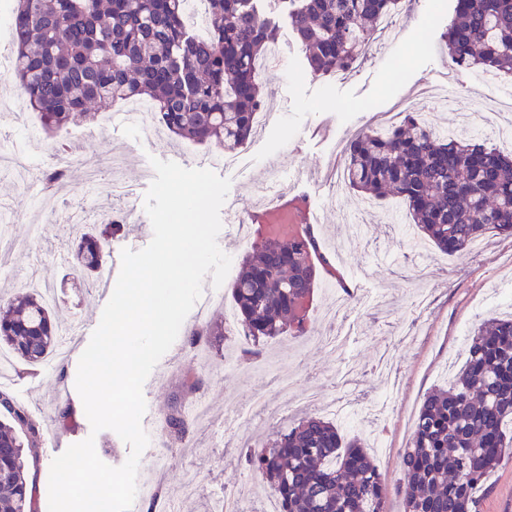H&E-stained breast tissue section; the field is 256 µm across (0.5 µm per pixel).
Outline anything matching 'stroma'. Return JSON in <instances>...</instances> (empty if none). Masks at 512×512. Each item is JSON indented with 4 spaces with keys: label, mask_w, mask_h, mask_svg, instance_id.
Listing matches in <instances>:
<instances>
[{
    "label": "stroma",
    "mask_w": 512,
    "mask_h": 512,
    "mask_svg": "<svg viewBox=\"0 0 512 512\" xmlns=\"http://www.w3.org/2000/svg\"><path fill=\"white\" fill-rule=\"evenodd\" d=\"M258 8L280 30L279 57L262 77L269 105L261 126L239 151L237 162L224 165L222 177L231 181L224 211L254 206L261 189L271 188L309 198L319 218L321 240L335 244L331 263L354 283L353 307L346 321L329 322L324 312L336 284L320 279L309 311V331L303 336L284 334L264 341L259 353L246 362L245 342L225 336L224 349L195 351L177 337L147 378L143 393L147 403L168 410L180 396L176 372H197L199 390L206 400L208 421L196 425L181 441L166 439L154 428L143 452L138 475L160 479L167 499L181 512H210L215 493L224 491L237 502L262 507L258 493L261 478L249 470L239 445L267 437L275 426L304 416L300 396L315 391L326 397L346 394L345 382L353 378L362 393H374L393 382L402 385L401 411L388 428L391 450L375 462L387 479L388 512H404L396 488L404 479L402 451L411 422L424 394L448 383L464 360L465 340L484 318L512 313V241L487 235L475 242L468 256L440 252L418 235L407 212L388 219L391 203L377 202L361 211L358 193L336 188L324 170L336 159L347 140L364 128L371 113L387 111L408 97L423 82L436 81L446 60L441 34L453 12L454 0H418L399 16L395 38L377 37L369 53L341 75L311 74L295 42L279 0H258ZM478 69L457 70L453 83L459 99L477 103L484 95L512 94V75L501 74L495 85ZM0 99L12 106L0 119V139L22 154L34 172L54 163L57 153L41 129L15 79L0 84ZM111 112L99 114L63 131L68 147L83 145L101 159L119 154L125 160L123 177L138 198H145L155 177L151 158L173 161L186 168L210 154L207 146L182 145L170 136L142 139L137 127L113 129ZM65 212L104 208L115 215L110 172L86 182L81 164H73L61 192ZM0 203L10 217L0 219V234L32 238L31 250L14 255L10 272L0 274V298L13 290L12 278L25 274L46 278L55 286L54 307L61 321L79 317L99 323L102 305L89 291L90 275L73 262H60L73 253L74 232L43 211V198L33 196L31 184H20L0 172ZM231 258L226 282L206 285L204 296L214 303L204 321H218L233 306L231 282L245 254L263 244L256 224L223 225L218 238ZM78 359L72 354L52 356L34 372L11 371L0 390L11 394L36 417L44 429L39 471L41 501H48V481L54 457L70 445L94 437L102 461L111 466L125 462L130 448L113 431L92 433L83 403L75 388ZM288 375L294 390L281 396L276 381ZM265 395L268 412L250 418L247 428L222 437L219 421L227 406L249 407L254 395ZM71 404L74 421L66 428L54 418L56 406ZM196 483L194 496L183 497L186 484ZM479 512H512V459L504 460L478 496Z\"/></svg>",
    "instance_id": "1"
}]
</instances>
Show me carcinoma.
<instances>
[{
	"label": "carcinoma",
	"mask_w": 512,
	"mask_h": 512,
	"mask_svg": "<svg viewBox=\"0 0 512 512\" xmlns=\"http://www.w3.org/2000/svg\"><path fill=\"white\" fill-rule=\"evenodd\" d=\"M411 0H280L310 71L348 70L381 19ZM211 35L185 24L188 0H18L12 15L13 75L51 134L129 100L151 105L164 131L188 145L234 152L251 138L267 93L256 63L278 30L254 0H207ZM458 69L512 73V0H456L443 32ZM345 186L365 199L402 201L418 231L448 255L464 256L488 232L512 238V153L474 138L450 137L410 112L385 132L367 129L345 145ZM70 158L46 171L59 186ZM121 224L80 236L74 253L85 273L99 270ZM332 265L310 226L264 241L243 259L231 294L247 336L257 343L307 332L320 271ZM60 323L44 297L17 290L0 305V346L26 365L57 346ZM224 326L189 329V347L221 349ZM454 381L422 399L403 453L405 512H477V495L512 457V314L482 321L468 336ZM165 437H187L179 406ZM41 422L0 391V512H39ZM247 466L275 492L281 512H386L387 487L371 453L339 426L312 414L241 449Z\"/></svg>",
	"instance_id": "1"
}]
</instances>
